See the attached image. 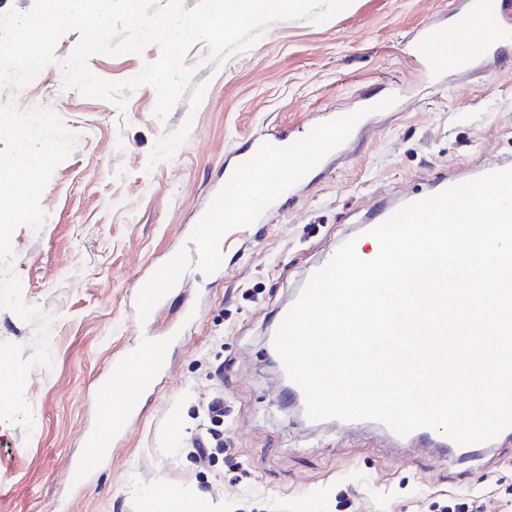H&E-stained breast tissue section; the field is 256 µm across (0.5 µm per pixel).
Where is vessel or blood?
Returning a JSON list of instances; mask_svg holds the SVG:
<instances>
[{
    "label": "vessel or blood",
    "mask_w": 512,
    "mask_h": 512,
    "mask_svg": "<svg viewBox=\"0 0 512 512\" xmlns=\"http://www.w3.org/2000/svg\"><path fill=\"white\" fill-rule=\"evenodd\" d=\"M420 37L423 42L447 48L448 54L436 57L412 50L419 67L436 73L468 68L497 56L512 42V5L507 0H458L451 22L421 30ZM362 119L359 112L331 113L311 124L301 139L256 136L249 152L228 158L224 182L211 192L206 207L199 212L189 242L170 250L161 270L143 288L135 310L137 322L151 324L158 310L176 295L186 301V318H195L196 309L188 303L189 271L198 264L222 271L225 226L259 223L262 205L274 204L304 186L313 170L345 148ZM252 183L259 186L258 196L246 193ZM181 339V326L175 323L166 335L146 337L141 347L113 358L103 382L107 388L121 390L122 395L103 410L94 430L86 436L89 453L70 461L72 472L87 473L98 458L115 452L126 429L140 415L143 396L157 389L167 369L171 344ZM411 436L430 441L440 455L464 462L511 445L512 427L491 441L462 446L428 427L413 430Z\"/></svg>",
    "instance_id": "1"
}]
</instances>
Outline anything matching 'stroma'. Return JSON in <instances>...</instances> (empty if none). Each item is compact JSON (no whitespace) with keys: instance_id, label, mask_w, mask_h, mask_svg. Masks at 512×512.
Instances as JSON below:
<instances>
[{"instance_id":"1","label":"stroma","mask_w":512,"mask_h":512,"mask_svg":"<svg viewBox=\"0 0 512 512\" xmlns=\"http://www.w3.org/2000/svg\"><path fill=\"white\" fill-rule=\"evenodd\" d=\"M456 0H353L327 22L273 23L249 50L221 64L195 44L191 86L167 114L157 92H126L125 107L77 90L59 98L62 60L0 105H41L79 136L40 197V230L12 236L26 304L56 315L51 364L31 370L25 398L34 427L0 423V512H144L146 489L197 496L204 512H512V449L460 464L421 443L334 423L313 426L287 409L265 339L279 310L345 238L360 236L381 200L427 191L438 173L465 177L512 161V47L478 68L430 78L409 49L424 25L447 20ZM161 54L96 55L99 78L124 82ZM389 98L342 153L312 173L245 231L228 229L224 275L191 276L195 320L171 349V366L118 450L82 481L66 468L83 454L106 398L99 384L113 357L134 349L133 310L167 251L185 241L233 151L273 130L293 138L329 110L353 112ZM224 395L228 449L194 457L204 405Z\"/></svg>"}]
</instances>
